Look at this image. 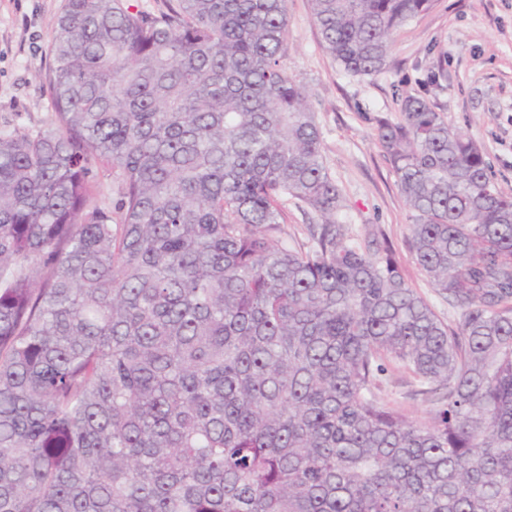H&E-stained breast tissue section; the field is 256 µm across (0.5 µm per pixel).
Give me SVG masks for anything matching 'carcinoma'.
<instances>
[{"label": "carcinoma", "instance_id": "obj_1", "mask_svg": "<svg viewBox=\"0 0 512 512\" xmlns=\"http://www.w3.org/2000/svg\"><path fill=\"white\" fill-rule=\"evenodd\" d=\"M310 2L355 77L431 0ZM287 13L65 0L50 127L0 132V512H512V197L427 100L380 124L444 323L337 219ZM90 177L94 185L95 202L112 209L119 197L118 184L112 176V173L106 171L104 168L93 165L91 167ZM319 222L317 214L306 206L288 203L285 219L281 224L282 231L277 237L299 248V245L307 242L306 224H316ZM420 384L416 378L401 367L390 365L384 376L380 398L397 408L410 419L428 420V404L422 395H417Z\"/></svg>", "mask_w": 512, "mask_h": 512}]
</instances>
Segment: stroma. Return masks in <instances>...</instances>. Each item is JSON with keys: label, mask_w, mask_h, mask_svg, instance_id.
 Masks as SVG:
<instances>
[{"label": "stroma", "mask_w": 512, "mask_h": 512, "mask_svg": "<svg viewBox=\"0 0 512 512\" xmlns=\"http://www.w3.org/2000/svg\"><path fill=\"white\" fill-rule=\"evenodd\" d=\"M65 0H0V129L35 131L53 117L49 74L54 25ZM282 64L306 87L317 115L324 163L342 191L340 219L377 250L391 246L406 282L454 322L409 248L412 212L377 139L380 122H399L400 99H426L452 128L481 146L499 192L512 197V0H433L390 37L378 74H342L321 44L310 0H288ZM419 382L389 366L381 399L427 421Z\"/></svg>", "instance_id": "obj_1"}]
</instances>
